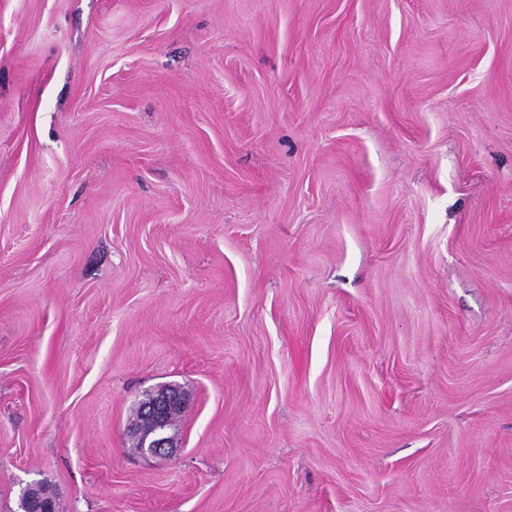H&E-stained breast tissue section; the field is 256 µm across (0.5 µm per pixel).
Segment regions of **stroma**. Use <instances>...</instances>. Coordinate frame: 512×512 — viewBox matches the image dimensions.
I'll return each mask as SVG.
<instances>
[{
  "mask_svg": "<svg viewBox=\"0 0 512 512\" xmlns=\"http://www.w3.org/2000/svg\"><path fill=\"white\" fill-rule=\"evenodd\" d=\"M40 481L512 512V0H0V512ZM181 408V398L167 391H160L151 406L152 417L156 423V433L152 439L145 437L142 441L141 448L143 455L156 456L168 453L173 448L172 437L166 434V426L172 415ZM175 414L170 421V428L174 425Z\"/></svg>",
  "mask_w": 512,
  "mask_h": 512,
  "instance_id": "1",
  "label": "stroma"
}]
</instances>
